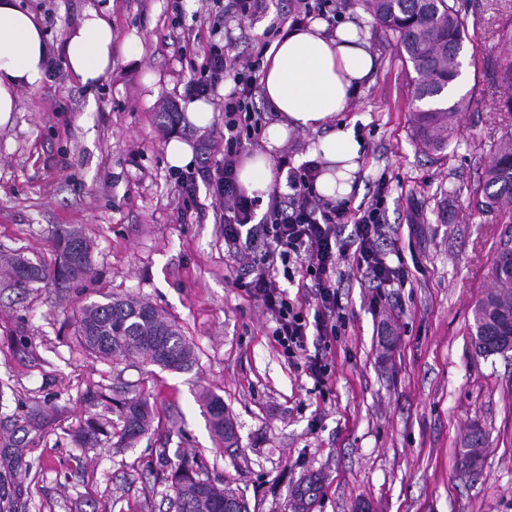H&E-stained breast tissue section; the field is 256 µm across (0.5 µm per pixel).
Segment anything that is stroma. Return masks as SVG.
<instances>
[{"label":"stroma","instance_id":"obj_1","mask_svg":"<svg viewBox=\"0 0 512 512\" xmlns=\"http://www.w3.org/2000/svg\"><path fill=\"white\" fill-rule=\"evenodd\" d=\"M38 15L56 68L17 91V110L0 128V256L59 262L56 235L83 227L93 243L88 277L0 287V488L17 512H169L166 479L183 460L201 479L235 488L249 512H290L297 484L314 475L321 491L309 512H512V354H473V309L494 288L493 258L512 239V220L476 205L487 163L512 112L496 72L497 33L512 0H455L468 21L462 68L449 96L463 112L447 147L420 143L411 105L413 70L367 13L342 0L343 20L363 24L376 56L368 85L342 120L365 153L350 208L366 204L378 180L389 187L384 246L406 279L371 288L344 268L345 321L328 347L331 365L314 387L303 358H287L274 324L238 280V256L224 246L221 210L200 188L188 213L166 159L170 133L193 145L220 139L224 99L210 124L163 128V107L185 112L182 93L194 52L177 53V29L208 39L206 0H21ZM290 0L224 22L230 54L263 40ZM112 24L117 51L100 83L82 85L61 46L82 13ZM140 297L171 314L195 343L188 372L124 362L83 350L73 314L110 294ZM395 343L383 357L379 327ZM122 382L142 392L152 431L118 448H79L73 435L90 416L112 417L105 402ZM224 400L238 443L213 439L197 392ZM486 436L478 474L457 465L473 429Z\"/></svg>","mask_w":512,"mask_h":512}]
</instances>
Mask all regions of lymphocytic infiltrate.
<instances>
[{"mask_svg":"<svg viewBox=\"0 0 512 512\" xmlns=\"http://www.w3.org/2000/svg\"><path fill=\"white\" fill-rule=\"evenodd\" d=\"M215 15L210 36L197 45L195 36H173L179 51L197 48L201 63L185 85L188 99L224 97V137L222 159L210 163L202 159L194 171L177 179L178 192L184 201L196 198L198 184H205L212 198L224 209V245L229 252L254 253L255 265L241 268L250 295L262 304L275 327L272 336L283 353L306 356V371L315 386H322L331 374V365L322 354H308L309 336L328 342L336 325L344 319L339 295L340 261L365 272L374 287L383 288L405 277L403 265L392 264L382 246L385 227L386 182H378L369 202L357 210L345 203L323 199L315 190L320 170L311 160L288 169L287 191L273 190L263 217H256L254 198L238 185L236 171L242 148L255 140L263 128V116L256 105L255 89L263 63L265 46L251 49L246 55H229L224 45V20L243 19L259 12L263 0H212ZM233 88L221 94L225 80ZM352 224L353 239L343 242L341 228ZM304 269L311 281L313 311L295 306L280 284V270L292 265Z\"/></svg>","mask_w":512,"mask_h":512,"instance_id":"lymphocytic-infiltrate-1","label":"lymphocytic infiltrate"}]
</instances>
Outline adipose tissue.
Here are the masks:
<instances>
[{"instance_id": "obj_1", "label": "adipose tissue", "mask_w": 512, "mask_h": 512, "mask_svg": "<svg viewBox=\"0 0 512 512\" xmlns=\"http://www.w3.org/2000/svg\"><path fill=\"white\" fill-rule=\"evenodd\" d=\"M62 52L68 70L82 84L97 83L112 69V27L95 10H86L66 38ZM49 48L37 16L16 0H0V127L10 124L16 91L34 87L47 77ZM375 64L366 35L349 22L328 31L312 22L288 31L268 51L261 90L282 117L263 134L264 152L246 155L237 169L240 188L265 198L275 178L272 152L289 130L316 136L311 156L325 161L318 193L338 200L348 197L362 164V145L353 128L337 127L341 113L368 81Z\"/></svg>"}]
</instances>
